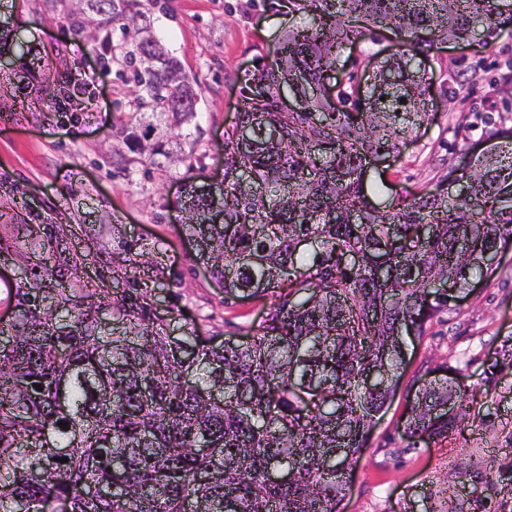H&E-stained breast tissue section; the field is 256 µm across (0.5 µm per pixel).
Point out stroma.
Here are the masks:
<instances>
[{
  "label": "stroma",
  "instance_id": "obj_1",
  "mask_svg": "<svg viewBox=\"0 0 512 512\" xmlns=\"http://www.w3.org/2000/svg\"><path fill=\"white\" fill-rule=\"evenodd\" d=\"M278 0H159L155 30L198 93L191 121L174 129L160 154L142 162L138 143H155L139 112L102 61L91 34L75 30L79 0H0V318L19 310L18 292L36 261L75 269L88 288L112 279V259L147 252L138 280L176 335L218 344L254 335L280 301L279 290L256 299H225L181 228L180 205L190 186L224 176V145L238 134L246 79L270 62L288 29L307 17L280 13ZM393 30L375 27L352 39L336 70L366 80L374 63L400 50ZM37 66H30V59ZM428 114L372 170L367 194L376 207L436 190L464 156L485 149L494 133L512 132V21L495 39L466 47L439 44L423 57ZM94 67L99 83L90 110L57 111L76 71ZM134 131L136 140L126 139ZM27 259H16L17 246ZM406 359L397 391L356 454L348 492L336 512H512V371L485 385L502 346L512 345V250L451 309L404 336ZM448 366L472 390L469 423L409 447L404 433L410 400L437 366ZM492 467L497 492L486 498L474 461ZM464 472L443 491L446 473Z\"/></svg>",
  "mask_w": 512,
  "mask_h": 512
}]
</instances>
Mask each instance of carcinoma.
Here are the masks:
<instances>
[{"label": "carcinoma", "mask_w": 512, "mask_h": 512, "mask_svg": "<svg viewBox=\"0 0 512 512\" xmlns=\"http://www.w3.org/2000/svg\"><path fill=\"white\" fill-rule=\"evenodd\" d=\"M81 2L104 17L98 29L130 31L118 77L136 110L171 128L189 121L197 93L150 11ZM288 3L309 21L247 79L237 126L248 139L224 144L223 191L191 188L182 224L225 298L279 288L284 300L246 343L205 345L171 336L133 281L80 295L34 280L0 327L13 338L0 347V512H336L347 482L334 474L394 395L399 334H422L483 277L485 251L512 243L511 142L473 162L467 200L426 193L380 211L365 193L370 160L420 125L424 48L464 41L478 23L496 36L512 0ZM372 23L410 44L377 65L391 79L328 84L353 25ZM288 93L306 99L300 110L280 108ZM334 96L367 109L331 112ZM305 237L317 249L299 250ZM437 281L447 293L432 298ZM87 299L112 309V333ZM472 396L446 378L420 391L406 435L447 436L468 422Z\"/></svg>", "instance_id": "carcinoma-1"}]
</instances>
